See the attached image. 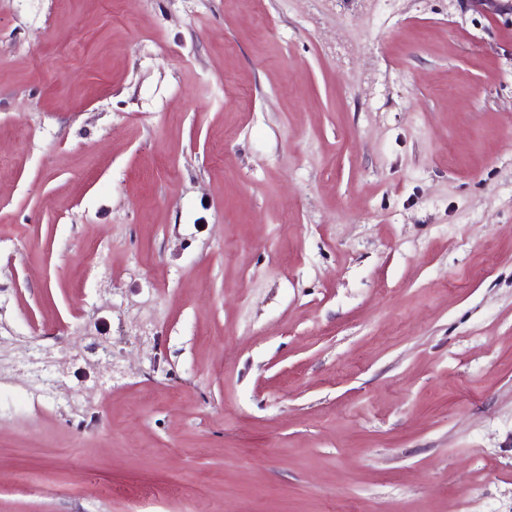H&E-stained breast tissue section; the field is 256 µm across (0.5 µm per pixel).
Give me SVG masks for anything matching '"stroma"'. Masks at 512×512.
Here are the masks:
<instances>
[{"instance_id":"stroma-1","label":"stroma","mask_w":512,"mask_h":512,"mask_svg":"<svg viewBox=\"0 0 512 512\" xmlns=\"http://www.w3.org/2000/svg\"><path fill=\"white\" fill-rule=\"evenodd\" d=\"M0 512H512L507 0H0Z\"/></svg>"}]
</instances>
